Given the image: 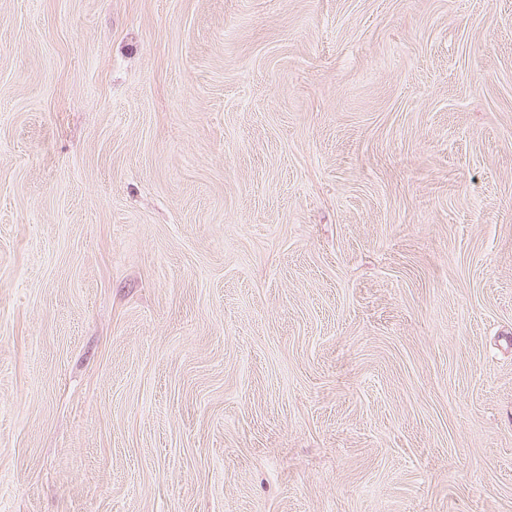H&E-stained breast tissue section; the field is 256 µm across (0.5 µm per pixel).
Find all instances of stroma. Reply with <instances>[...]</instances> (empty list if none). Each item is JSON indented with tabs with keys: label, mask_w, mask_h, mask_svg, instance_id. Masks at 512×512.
<instances>
[{
	"label": "stroma",
	"mask_w": 512,
	"mask_h": 512,
	"mask_svg": "<svg viewBox=\"0 0 512 512\" xmlns=\"http://www.w3.org/2000/svg\"><path fill=\"white\" fill-rule=\"evenodd\" d=\"M0 512H512V0H0Z\"/></svg>",
	"instance_id": "1"
}]
</instances>
